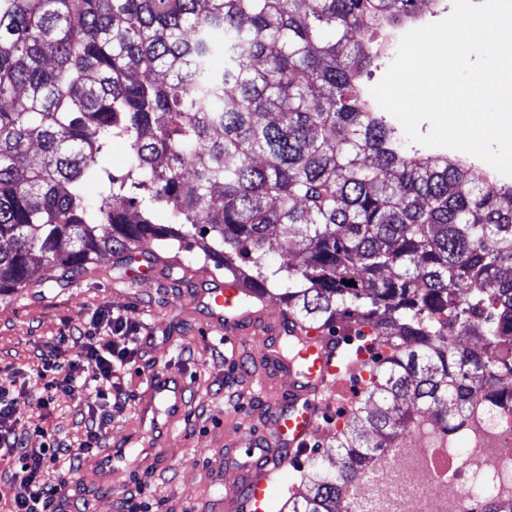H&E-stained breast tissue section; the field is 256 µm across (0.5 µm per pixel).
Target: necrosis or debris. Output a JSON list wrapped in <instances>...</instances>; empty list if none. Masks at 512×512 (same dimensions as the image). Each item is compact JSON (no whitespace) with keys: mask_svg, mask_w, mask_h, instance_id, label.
Returning <instances> with one entry per match:
<instances>
[{"mask_svg":"<svg viewBox=\"0 0 512 512\" xmlns=\"http://www.w3.org/2000/svg\"><path fill=\"white\" fill-rule=\"evenodd\" d=\"M494 500L512 501V404L480 401L399 438L343 512H485Z\"/></svg>","mask_w":512,"mask_h":512,"instance_id":"obj_1","label":"necrosis or debris"}]
</instances>
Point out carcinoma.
Listing matches in <instances>:
<instances>
[{
    "label": "carcinoma",
    "instance_id": "cac0c4a2",
    "mask_svg": "<svg viewBox=\"0 0 512 512\" xmlns=\"http://www.w3.org/2000/svg\"><path fill=\"white\" fill-rule=\"evenodd\" d=\"M422 2L0 0V296L36 263L205 238L249 290L381 350L350 359L364 397L288 512H339L415 422L507 396L512 182L408 148L364 82ZM272 230L297 244L277 265Z\"/></svg>",
    "mask_w": 512,
    "mask_h": 512
}]
</instances>
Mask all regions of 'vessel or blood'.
I'll return each instance as SVG.
<instances>
[{
	"instance_id": "obj_1",
	"label": "vessel or blood",
	"mask_w": 512,
	"mask_h": 512,
	"mask_svg": "<svg viewBox=\"0 0 512 512\" xmlns=\"http://www.w3.org/2000/svg\"><path fill=\"white\" fill-rule=\"evenodd\" d=\"M203 283L202 294L216 322L224 326V334L234 339L260 336L263 339L264 380H283L280 399L267 416L258 449L252 450L243 465L244 479L224 497L225 512H238L247 505L251 512H262L270 475L285 465L297 449L307 446L317 431L321 410L330 392L344 384L346 363L341 355L338 336L325 330L311 329L295 321L285 310L269 312L263 297L248 304L241 303V290L236 283L208 279L198 274ZM293 338L302 346L299 359H286L278 348L284 338ZM151 402L165 407L169 417H177L185 404V387L177 375L160 371L149 380ZM119 448L106 449L95 473L96 484L112 487V461L122 456Z\"/></svg>"
}]
</instances>
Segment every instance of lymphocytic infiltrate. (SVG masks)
Wrapping results in <instances>:
<instances>
[{"label": "lymphocytic infiltrate", "instance_id": "obj_1", "mask_svg": "<svg viewBox=\"0 0 512 512\" xmlns=\"http://www.w3.org/2000/svg\"><path fill=\"white\" fill-rule=\"evenodd\" d=\"M138 332L137 325L124 315L101 310L93 315L88 327L77 332L83 348L80 358L62 359L61 348L56 345L29 371L30 379L42 388L44 406L54 404L57 394H68L77 388L96 396V403L87 409L85 433L79 443L86 452H96L101 446L110 421L107 402H120L126 396L116 377L135 358ZM24 394L15 379L0 377V464L13 470L11 512H60V492L76 470L75 459L69 444L49 427L22 422L17 405ZM32 432L45 441L36 452L26 447L27 436ZM52 472L57 473V482H50L48 475Z\"/></svg>", "mask_w": 512, "mask_h": 512}]
</instances>
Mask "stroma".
I'll use <instances>...</instances> for the list:
<instances>
[{
  "instance_id": "stroma-1",
  "label": "stroma",
  "mask_w": 512,
  "mask_h": 512,
  "mask_svg": "<svg viewBox=\"0 0 512 512\" xmlns=\"http://www.w3.org/2000/svg\"><path fill=\"white\" fill-rule=\"evenodd\" d=\"M139 249L163 257L170 269L144 274L140 260L125 262L105 254L85 272L61 282L36 270L29 287L0 298V372L16 377L37 363L43 350L59 344L71 326L89 321L101 308L140 327L135 360L121 370L128 397L112 405L103 438L104 445L127 452L112 473L111 491L94 482L95 454L78 447L92 401L86 391L58 395L49 415L40 390H30L19 401L21 416L46 418L60 438L76 446L77 471L61 492L62 512H116L117 501L134 494L157 512H204L241 478L240 466L261 427L266 404L278 395L277 384L257 383L261 337L223 342V327L214 323L198 284L189 277L206 266L202 242L185 248L145 241ZM156 370L173 371L187 384L184 412L163 428L140 419L149 376ZM351 407V400H329L306 449L269 483L264 512H279L290 493L301 491L309 461L328 453L331 437Z\"/></svg>"
}]
</instances>
